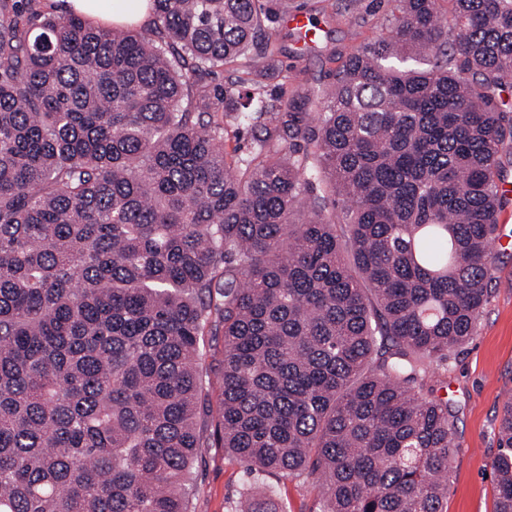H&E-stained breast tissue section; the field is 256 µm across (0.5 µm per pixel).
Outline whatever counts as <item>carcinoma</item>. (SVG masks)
Returning a JSON list of instances; mask_svg holds the SVG:
<instances>
[{
	"mask_svg": "<svg viewBox=\"0 0 512 512\" xmlns=\"http://www.w3.org/2000/svg\"><path fill=\"white\" fill-rule=\"evenodd\" d=\"M31 2L0 0V512H191L217 445L321 512H447L435 382L490 291L512 0L450 29L391 0L311 115L265 97L273 0H153L150 33ZM498 442L512 512V399Z\"/></svg>",
	"mask_w": 512,
	"mask_h": 512,
	"instance_id": "1",
	"label": "carcinoma"
}]
</instances>
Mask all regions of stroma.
<instances>
[{
  "label": "stroma",
  "instance_id": "1",
  "mask_svg": "<svg viewBox=\"0 0 512 512\" xmlns=\"http://www.w3.org/2000/svg\"><path fill=\"white\" fill-rule=\"evenodd\" d=\"M317 22L315 43L295 40L284 21L274 25L280 59L290 80H267V96L295 102L298 111L315 112L336 80L342 56L365 46L392 20L390 0H288ZM491 292L466 345L448 362L439 396L455 406L454 450L448 512H494L492 461L498 451L503 406L512 398V245L494 247ZM191 512H233L241 495L280 512H319L318 489L301 476H254L218 447L203 449L194 468Z\"/></svg>",
  "mask_w": 512,
  "mask_h": 512
}]
</instances>
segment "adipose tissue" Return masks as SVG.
I'll return each instance as SVG.
<instances>
[{"label":"adipose tissue","instance_id":"adipose-tissue-1","mask_svg":"<svg viewBox=\"0 0 512 512\" xmlns=\"http://www.w3.org/2000/svg\"><path fill=\"white\" fill-rule=\"evenodd\" d=\"M50 3L57 12L106 27L128 24L146 27L154 21L149 0H50Z\"/></svg>","mask_w":512,"mask_h":512}]
</instances>
